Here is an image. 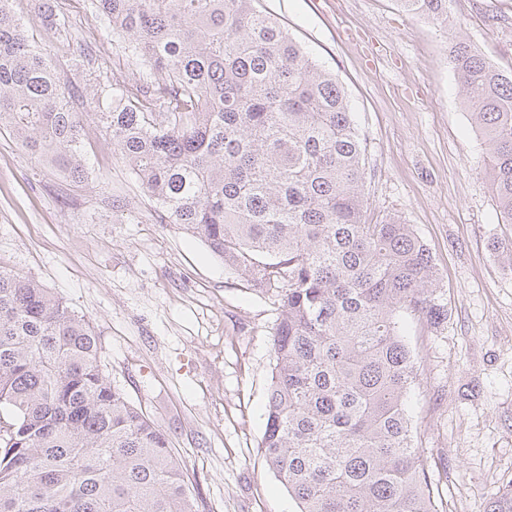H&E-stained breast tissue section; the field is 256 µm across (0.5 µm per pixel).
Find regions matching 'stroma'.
Listing matches in <instances>:
<instances>
[{"label": "stroma", "instance_id": "obj_1", "mask_svg": "<svg viewBox=\"0 0 512 512\" xmlns=\"http://www.w3.org/2000/svg\"><path fill=\"white\" fill-rule=\"evenodd\" d=\"M289 35L336 75L365 140L367 212L410 224L437 271L448 320L409 318L418 376L410 418L437 512H486L512 484V240L480 166L483 144L448 60L449 30L399 0H263ZM13 0L54 66L109 55L112 77L136 67L113 47L89 0ZM452 19L512 73V0H452ZM90 167L74 185L0 133V265L39 280L93 326L105 375L167 434L197 512H295L257 445L278 317L223 261L155 204L84 127Z\"/></svg>", "mask_w": 512, "mask_h": 512}]
</instances>
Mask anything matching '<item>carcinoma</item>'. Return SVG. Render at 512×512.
Returning <instances> with one entry per match:
<instances>
[{
  "label": "carcinoma",
  "mask_w": 512,
  "mask_h": 512,
  "mask_svg": "<svg viewBox=\"0 0 512 512\" xmlns=\"http://www.w3.org/2000/svg\"><path fill=\"white\" fill-rule=\"evenodd\" d=\"M0 0V130L75 184L91 117L158 205L279 316L258 448L296 512H437L408 411L405 317L448 318L411 226L366 217L364 146L344 87L260 0H92L143 69H96L76 111ZM448 26L450 0H400ZM512 224V73L448 41ZM0 512H196L164 431L103 373L86 319L0 266ZM488 512H512V487Z\"/></svg>",
  "instance_id": "carcinoma-1"
}]
</instances>
